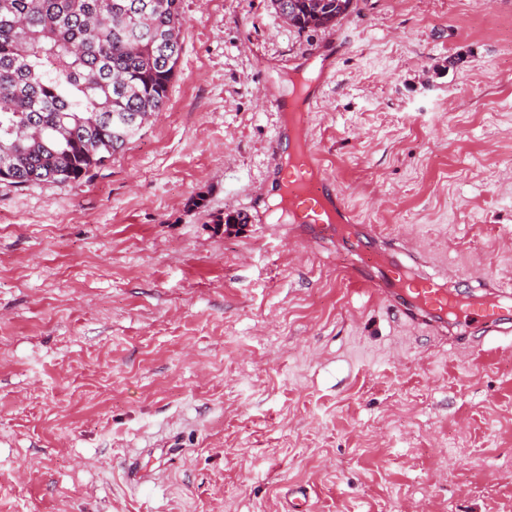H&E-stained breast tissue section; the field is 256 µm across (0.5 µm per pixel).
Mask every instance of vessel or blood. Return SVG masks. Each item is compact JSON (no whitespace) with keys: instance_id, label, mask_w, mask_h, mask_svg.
Returning a JSON list of instances; mask_svg holds the SVG:
<instances>
[{"instance_id":"1","label":"vessel or blood","mask_w":512,"mask_h":512,"mask_svg":"<svg viewBox=\"0 0 512 512\" xmlns=\"http://www.w3.org/2000/svg\"><path fill=\"white\" fill-rule=\"evenodd\" d=\"M275 139L293 141L302 170L301 175L288 180L285 206L311 238L343 236L348 249L358 257L349 271L356 284L405 318L426 324L442 337L447 336L452 322L478 325L484 337L512 334L511 290L484 282L461 290L459 270L446 268L428 273L416 254L405 253L374 226L343 225L345 206L321 175V165L304 129H289L287 134H276Z\"/></svg>"}]
</instances>
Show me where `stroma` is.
I'll return each mask as SVG.
<instances>
[{"label": "stroma", "mask_w": 512, "mask_h": 512, "mask_svg": "<svg viewBox=\"0 0 512 512\" xmlns=\"http://www.w3.org/2000/svg\"><path fill=\"white\" fill-rule=\"evenodd\" d=\"M181 10L140 137L79 182H0V512H512V338L408 324L268 203L270 102L348 33L308 116L324 174L426 271L512 287V0L305 31L270 0Z\"/></svg>", "instance_id": "stroma-1"}]
</instances>
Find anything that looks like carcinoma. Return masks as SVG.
<instances>
[{"label":"carcinoma","instance_id":"carcinoma-1","mask_svg":"<svg viewBox=\"0 0 512 512\" xmlns=\"http://www.w3.org/2000/svg\"><path fill=\"white\" fill-rule=\"evenodd\" d=\"M181 0H0V181L86 178L163 111L185 25ZM299 31L353 0H270Z\"/></svg>","mask_w":512,"mask_h":512}]
</instances>
